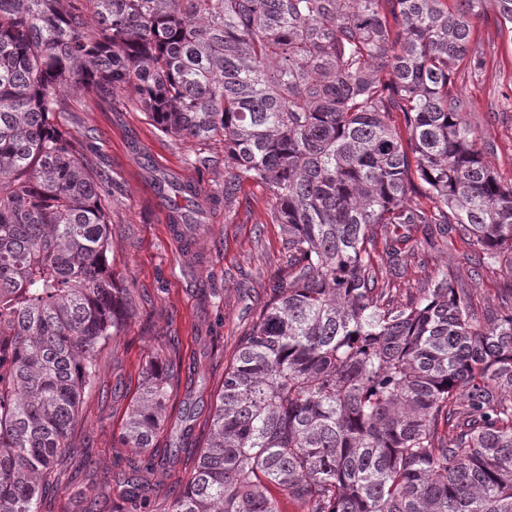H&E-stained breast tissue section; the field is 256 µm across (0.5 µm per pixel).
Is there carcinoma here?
I'll use <instances>...</instances> for the list:
<instances>
[{
  "label": "carcinoma",
  "instance_id": "obj_1",
  "mask_svg": "<svg viewBox=\"0 0 512 512\" xmlns=\"http://www.w3.org/2000/svg\"><path fill=\"white\" fill-rule=\"evenodd\" d=\"M512 0H0V512L72 489L63 465L119 335L106 198L61 131L65 86L182 142L224 145V196L272 202L288 279L224 373L206 446L165 512H512V310L487 325L444 274L386 301L369 232L438 224L512 254V179L464 120L474 27ZM167 377L120 443L146 457ZM142 471L119 484L147 500Z\"/></svg>",
  "mask_w": 512,
  "mask_h": 512
}]
</instances>
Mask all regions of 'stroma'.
<instances>
[{"label":"stroma","instance_id":"35a3bbf8","mask_svg":"<svg viewBox=\"0 0 512 512\" xmlns=\"http://www.w3.org/2000/svg\"><path fill=\"white\" fill-rule=\"evenodd\" d=\"M475 36L488 64L481 80L458 84L474 101L464 118L493 144L486 156L489 165L512 178V111L503 106L505 97H512V40L490 22L480 23ZM134 98L130 89L106 98L70 91L62 119L70 135L93 149L91 160L110 202L113 269L128 290L129 313L119 336L99 357L96 383L72 432L69 472L74 483L99 484V512L119 506L116 483L133 474L135 458L119 435L146 367L157 355L176 361L181 377L153 440L149 479L156 494L150 512H163L169 496L181 490L193 452L209 433L224 371L288 259L262 189L245 182L225 197L223 146L163 134L137 110ZM195 155L209 157V164L188 165ZM181 181L198 183L220 198L207 206L201 234L186 243L174 236L172 226L174 208L187 206L173 190ZM403 233L406 241L398 254L376 251L395 302L416 299L449 271L459 287L470 290L481 321L512 309L507 261L477 270L473 248L442 235L434 224H413Z\"/></svg>","mask_w":512,"mask_h":512}]
</instances>
